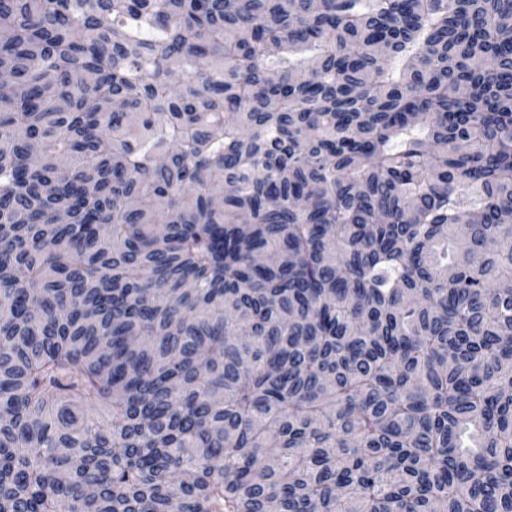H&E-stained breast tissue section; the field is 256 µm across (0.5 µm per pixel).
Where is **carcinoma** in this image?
Wrapping results in <instances>:
<instances>
[{
    "instance_id": "cac0c4a2",
    "label": "carcinoma",
    "mask_w": 512,
    "mask_h": 512,
    "mask_svg": "<svg viewBox=\"0 0 512 512\" xmlns=\"http://www.w3.org/2000/svg\"><path fill=\"white\" fill-rule=\"evenodd\" d=\"M0 73V512H512V0H0Z\"/></svg>"
}]
</instances>
